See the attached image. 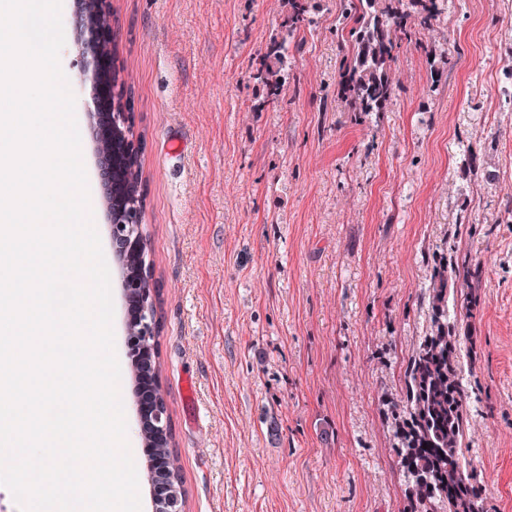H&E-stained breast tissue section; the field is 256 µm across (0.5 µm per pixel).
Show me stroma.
Masks as SVG:
<instances>
[{"instance_id":"obj_1","label":"stroma","mask_w":512,"mask_h":512,"mask_svg":"<svg viewBox=\"0 0 512 512\" xmlns=\"http://www.w3.org/2000/svg\"><path fill=\"white\" fill-rule=\"evenodd\" d=\"M147 180L160 379L185 512H402L386 401L429 328L433 257L460 212L484 270L473 320L467 458L489 512H512V0H447L430 32L445 65L402 45L387 111H340L336 0L291 40L290 91L251 108L253 58L283 0H112ZM62 0L61 68L81 120L90 205L110 270L119 395L142 512H152L126 346L127 303ZM192 379L193 395L182 382Z\"/></svg>"}]
</instances>
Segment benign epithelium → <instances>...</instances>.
I'll list each match as a JSON object with an SVG mask.
<instances>
[{
  "label": "benign epithelium",
  "mask_w": 512,
  "mask_h": 512,
  "mask_svg": "<svg viewBox=\"0 0 512 512\" xmlns=\"http://www.w3.org/2000/svg\"><path fill=\"white\" fill-rule=\"evenodd\" d=\"M105 13L112 16V0H80L75 16V26L79 29L81 42L79 64L82 70H92L96 93L93 110L88 113L91 122L98 126L100 138L97 154L100 162V177L105 190L106 207L111 222L112 240L118 246L119 257L125 264L136 261L140 267L146 260V238L139 225L138 208L125 209L119 206L114 194L115 160L122 152L137 149L139 143L122 145L112 140V128L125 119L127 112H119L115 106L116 90L112 82L114 69L113 45L115 31L112 22L102 26L97 18ZM156 289L153 280L131 274L125 282V298L130 316L140 318L146 313L149 304L155 302ZM152 325L143 321L142 331L127 332L129 356L143 365L151 366L154 347L141 336L151 335ZM140 435L154 433L158 436L169 434L170 425L167 402L160 384L147 388L140 397ZM150 479L154 512H184V493L178 475L172 471L169 458L163 453H152L149 461Z\"/></svg>",
  "instance_id": "benign-epithelium-1"
}]
</instances>
